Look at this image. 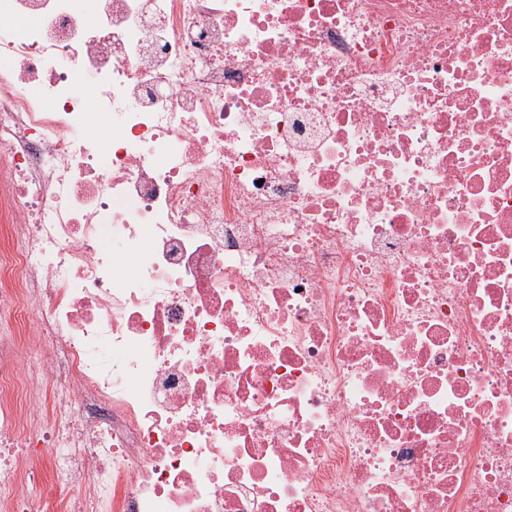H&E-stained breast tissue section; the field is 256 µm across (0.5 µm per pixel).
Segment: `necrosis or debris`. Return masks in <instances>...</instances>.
<instances>
[{"instance_id": "4bbe7bcc", "label": "necrosis or debris", "mask_w": 512, "mask_h": 512, "mask_svg": "<svg viewBox=\"0 0 512 512\" xmlns=\"http://www.w3.org/2000/svg\"><path fill=\"white\" fill-rule=\"evenodd\" d=\"M0 313V512H512V0H0Z\"/></svg>"}]
</instances>
